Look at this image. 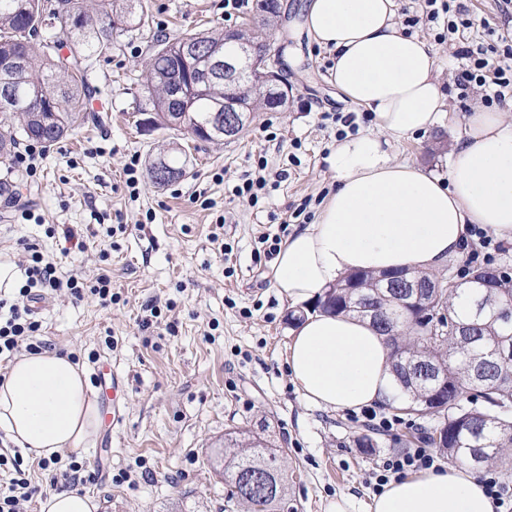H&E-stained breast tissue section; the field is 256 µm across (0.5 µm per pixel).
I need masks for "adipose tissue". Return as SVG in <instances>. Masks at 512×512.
I'll list each match as a JSON object with an SVG mask.
<instances>
[{"instance_id": "ef3b65f1", "label": "adipose tissue", "mask_w": 512, "mask_h": 512, "mask_svg": "<svg viewBox=\"0 0 512 512\" xmlns=\"http://www.w3.org/2000/svg\"><path fill=\"white\" fill-rule=\"evenodd\" d=\"M306 26L331 56L341 97L368 108L374 126L334 145V192L275 259L281 301L312 305L353 272L433 271L459 255L474 224L512 238V117L488 108L464 116L446 174L398 160L393 145L444 114L429 43L401 27L396 0H310ZM285 360L296 390L327 410L369 407L391 392L385 338L352 314H308ZM98 425L85 373L68 355L18 356L0 380V431L34 458L88 447ZM364 509L495 512L496 504L465 465L451 463L390 480Z\"/></svg>"}]
</instances>
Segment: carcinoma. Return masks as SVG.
<instances>
[{"mask_svg": "<svg viewBox=\"0 0 512 512\" xmlns=\"http://www.w3.org/2000/svg\"><path fill=\"white\" fill-rule=\"evenodd\" d=\"M136 0H0V157H8L22 140L51 147L72 128L88 119L85 107L92 90L87 67L92 59L108 57L112 36L145 24L136 13ZM280 17L276 0L261 22L244 32V40L262 43ZM182 40H159L147 69L146 86L155 129H170V121L193 129L206 123L215 101L224 95V81L208 85L185 102H174L169 86L178 76ZM50 96L28 103L38 92ZM242 108H274L245 85ZM186 151L166 155L151 164L154 184L167 185L185 174ZM485 281L493 308L512 307V275L478 268L467 282ZM380 275L353 273L326 293L320 307L326 312H353L367 317L356 301L379 305L389 317L372 320L385 336L394 374L386 405L407 415L435 416L440 422L417 431V442L442 450L454 461L476 468L495 465L512 472V362H499L494 351L512 344V322L503 323L490 312L476 318L477 293L469 288L428 289L423 305L431 318L422 321L401 309L396 289L380 288ZM448 312L451 321L432 328L434 316ZM469 325L461 334L456 325ZM434 367L436 383L413 379L407 369L418 359ZM220 474L228 486L227 507L240 512H285L288 506V453L273 448L247 430L228 434L221 453Z\"/></svg>", "mask_w": 512, "mask_h": 512, "instance_id": "cac0c4a2", "label": "carcinoma"}]
</instances>
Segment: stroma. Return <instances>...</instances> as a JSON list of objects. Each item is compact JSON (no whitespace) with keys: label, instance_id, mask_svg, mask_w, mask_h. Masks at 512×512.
<instances>
[{"label":"stroma","instance_id":"stroma-1","mask_svg":"<svg viewBox=\"0 0 512 512\" xmlns=\"http://www.w3.org/2000/svg\"><path fill=\"white\" fill-rule=\"evenodd\" d=\"M281 17L268 33L283 47L279 66L291 92L288 105L255 112L237 139L201 143L186 174L162 189L142 178L139 196L126 188L124 166L140 169L184 135L135 127L132 115L148 109L145 74L156 40L219 34L253 17L255 0L224 17V0H143L146 26L112 42L90 81L105 104L66 138L47 149L35 180L16 177L0 159V185L27 202L21 219L0 197V264H13L22 243L36 244L65 274L94 280L109 270L114 301L47 297L42 334L53 351L76 354L86 377L111 364L126 382L124 424L111 448L93 442L80 454L97 478L84 490L97 512H224L227 487L212 465L226 433L247 429L288 451V497L298 512H327L341 494L368 503L377 460L398 448L422 419L396 414L392 432L372 448L354 439L362 423L349 412L307 403L287 372L289 310L272 286L270 260L258 258L262 234L287 236L313 223L332 188L328 156L340 135L323 113L354 115L348 133L365 130L361 109L341 101L328 81L330 57L304 27L308 0H279ZM488 18L490 30L441 40L442 25L414 26L433 47L447 114L428 132L397 144L394 154L431 171L446 170L461 117L481 105V93L460 98L457 51L466 42L496 44L512 24L498 0H466ZM268 160L258 204L234 193L258 157ZM210 206H202V198ZM88 228L78 252L48 227ZM156 301L152 325L143 308Z\"/></svg>","mask_w":512,"mask_h":512}]
</instances>
